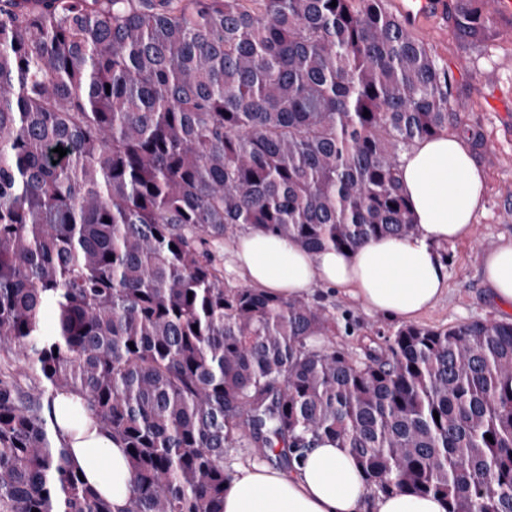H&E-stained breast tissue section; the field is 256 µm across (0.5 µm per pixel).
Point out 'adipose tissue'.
<instances>
[{"instance_id":"adipose-tissue-1","label":"adipose tissue","mask_w":512,"mask_h":512,"mask_svg":"<svg viewBox=\"0 0 512 512\" xmlns=\"http://www.w3.org/2000/svg\"><path fill=\"white\" fill-rule=\"evenodd\" d=\"M400 173L416 224L411 237L312 253L250 227L236 238L228 273L274 297L308 298L326 287L360 300L371 312L416 319L448 288V268L436 246L470 235L484 176L464 143L445 134L417 142L403 155ZM484 274L490 299L512 308V239L486 254ZM77 402L73 394H57L45 414L53 418L52 430L65 440L72 462L115 512H123L132 480L125 451L92 419L78 426L65 419L64 408ZM224 512H446V506L432 496L371 494L349 453L325 437L290 469L238 467L224 489Z\"/></svg>"}]
</instances>
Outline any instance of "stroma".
I'll return each instance as SVG.
<instances>
[{"label": "stroma", "mask_w": 512, "mask_h": 512, "mask_svg": "<svg viewBox=\"0 0 512 512\" xmlns=\"http://www.w3.org/2000/svg\"><path fill=\"white\" fill-rule=\"evenodd\" d=\"M415 34L448 68L454 115L448 132L463 139L485 177L483 206L472 234L438 248L448 266V291L417 322L449 327L471 320H510L512 309L487 296L482 263L501 238L512 237V17L497 18L489 38L474 49L454 34L446 13L416 27ZM313 301L336 314L339 328L332 342L347 351L400 325L399 320L368 312L361 302L334 290H317Z\"/></svg>", "instance_id": "35a3bbf8"}]
</instances>
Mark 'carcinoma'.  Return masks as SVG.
I'll return each mask as SVG.
<instances>
[{
	"instance_id": "cac0c4a2",
	"label": "carcinoma",
	"mask_w": 512,
	"mask_h": 512,
	"mask_svg": "<svg viewBox=\"0 0 512 512\" xmlns=\"http://www.w3.org/2000/svg\"><path fill=\"white\" fill-rule=\"evenodd\" d=\"M494 19L453 4L470 46ZM451 92L387 0H0V512H113L48 434L59 392L125 449L124 512H224L226 449L288 465L325 436L374 493L512 512L511 322L348 353L316 345L334 313L210 253L412 235L401 158Z\"/></svg>"
}]
</instances>
